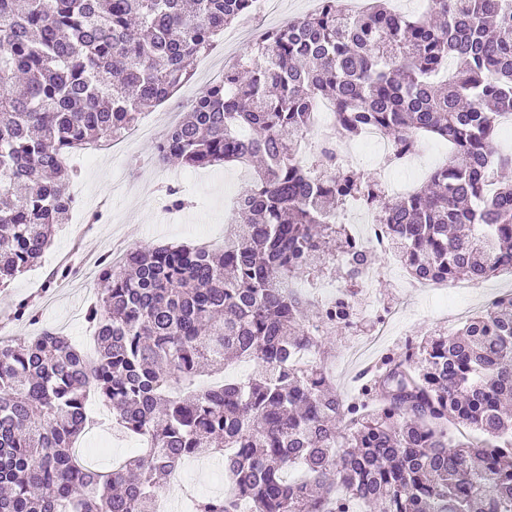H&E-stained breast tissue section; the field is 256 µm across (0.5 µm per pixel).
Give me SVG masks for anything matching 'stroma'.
Listing matches in <instances>:
<instances>
[{"instance_id": "obj_1", "label": "stroma", "mask_w": 512, "mask_h": 512, "mask_svg": "<svg viewBox=\"0 0 512 512\" xmlns=\"http://www.w3.org/2000/svg\"><path fill=\"white\" fill-rule=\"evenodd\" d=\"M312 9L313 0H278L276 11L256 18L245 16L226 27L221 40L198 58L192 79L147 112V119L163 125L165 112L180 101L195 99L209 83L211 62L220 56L249 54L252 41L246 27L274 29L283 19L305 15ZM154 148V141L141 139L114 151L93 156L76 153L69 158V165L77 172L72 187L81 195L82 205L72 213L69 224L56 229L40 261L8 287L0 288V335L6 340L23 341L49 328L78 347L91 343L92 330L84 315L94 297L96 277L73 274L45 288L54 268L75 271L81 268L84 256L107 253L117 258L145 242L196 244L205 239L211 248H223L224 207L250 183V170L229 166L195 171L172 163L159 165L153 160ZM170 186L179 187L188 201L185 208L167 209L165 190ZM390 264V258L376 256L379 275L372 286L373 292L397 311L387 335L367 350L362 347V337L337 335L335 355L328 362L337 389L349 397L357 391L363 368L375 364L382 355L402 352L406 338L451 331L462 308L505 282L500 275L475 288H412L402 276L390 272ZM24 297L40 304V323L13 320L14 304ZM81 444L90 450L89 465L100 470L111 469L134 448L133 442L106 427L84 434Z\"/></svg>"}]
</instances>
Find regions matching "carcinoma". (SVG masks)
I'll return each mask as SVG.
<instances>
[{
    "label": "carcinoma",
    "instance_id": "cac0c4a2",
    "mask_svg": "<svg viewBox=\"0 0 512 512\" xmlns=\"http://www.w3.org/2000/svg\"><path fill=\"white\" fill-rule=\"evenodd\" d=\"M346 0L263 32L155 145L161 163L264 166L239 195L224 249L146 243L99 260L90 360L51 331L0 343V512H156L184 460L221 457L230 495L194 512H512V294L451 334L409 340L342 398L324 359L334 322L296 279L373 264L334 221L384 196L374 178L301 142L320 103L343 137L368 126L448 163L388 198L379 223L415 279L482 283L512 264V184L496 146L512 107V0H432L408 16ZM253 0H0V288L66 224V157L168 99ZM17 321H38L28 299ZM259 373L199 387L226 357ZM97 400L145 447L108 471L75 444ZM295 465L304 476L287 480Z\"/></svg>",
    "mask_w": 512,
    "mask_h": 512
}]
</instances>
